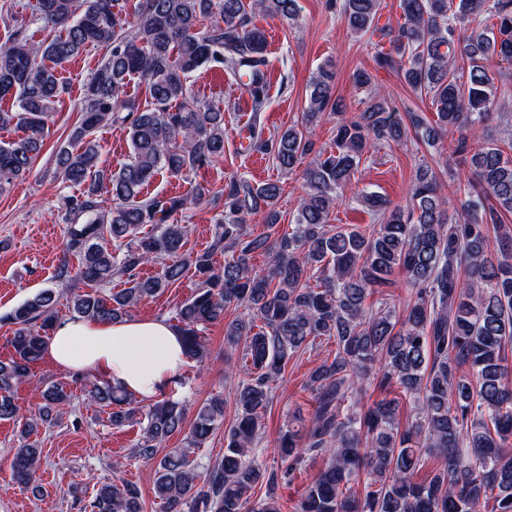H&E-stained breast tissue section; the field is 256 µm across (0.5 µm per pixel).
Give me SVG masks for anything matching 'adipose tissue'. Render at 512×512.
I'll return each mask as SVG.
<instances>
[{
  "instance_id": "obj_1",
  "label": "adipose tissue",
  "mask_w": 512,
  "mask_h": 512,
  "mask_svg": "<svg viewBox=\"0 0 512 512\" xmlns=\"http://www.w3.org/2000/svg\"><path fill=\"white\" fill-rule=\"evenodd\" d=\"M57 367L95 375L140 399H153L187 362L181 332L161 320L100 322L75 318L57 325L46 345Z\"/></svg>"
}]
</instances>
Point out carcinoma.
Here are the masks:
<instances>
[{
    "label": "carcinoma",
    "mask_w": 512,
    "mask_h": 512,
    "mask_svg": "<svg viewBox=\"0 0 512 512\" xmlns=\"http://www.w3.org/2000/svg\"><path fill=\"white\" fill-rule=\"evenodd\" d=\"M401 22L383 33L390 51L381 64L394 67L414 92L430 97L435 120L417 112L408 120L372 89L371 75L356 73L368 90L365 107L347 115L335 97L333 74L320 67L311 81L302 123L264 136L257 123L269 104L265 33L252 25L261 13L282 21L298 14L297 0H142L130 17L120 0H37L38 20L60 34L31 43L24 30L0 47V126L23 136L0 141V190L26 177L48 133L49 112L64 84L57 66L88 43H105L108 57L85 84L82 118L57 155L65 182L82 186L69 197L64 260L55 281H78L71 311L80 318L112 322L140 300L155 297L191 267L201 278L178 309L176 327L187 355L202 358L203 332L229 308L247 314L224 331L228 373L245 378L235 392L236 414L224 427V458L195 472L190 455L203 447L224 420V401L196 409L186 446L155 463L154 493L162 512H282L279 479L308 455L326 457L293 512H512V156L496 144L471 149L469 137L489 118L496 98L488 62L512 60V0H400ZM379 0H342L340 12L356 34L378 31ZM467 67L457 65V60ZM211 63L237 77L251 97L248 148L272 157L291 172L300 164L304 194L291 231L272 232L279 220V180L253 183L232 176L224 183V209L215 224L212 249L183 252L188 226L173 221L187 209L185 197H146L159 174L186 176L224 156V109L193 97L189 74ZM135 77L144 80L149 102L127 97ZM336 118L328 149L314 150L310 129ZM117 123L127 132L132 161L114 171L101 165L95 130ZM450 130L462 132L453 153L465 157L473 177L457 183V218L435 171L417 167L409 200L394 205L363 189L359 198L377 223L341 227L330 223L336 202L355 180L365 150L400 145L415 132L429 146ZM112 198L103 209L102 196ZM262 215L257 229L249 218ZM496 231L495 247L489 232ZM231 254L224 268L212 251ZM256 255L269 265L256 269ZM159 265L153 276L141 270ZM403 276L411 292L396 308L391 288ZM114 278L127 287L103 297L98 286ZM378 299L371 300V297ZM55 293L43 288L0 316L14 326V355L0 362V420L21 424L27 443L12 460L14 479L39 490L41 448L31 439L53 424L70 401L64 386L42 394L37 412L24 417L14 388L26 381L43 355L55 326ZM336 344L305 383L309 416L292 415L278 448L288 461L283 475L261 461V421L288 363L317 339ZM381 399L362 404L363 384ZM87 399L108 414L114 427L141 425L137 454L155 459L157 449L183 428L188 407L163 395L144 409L106 382ZM407 401L411 421L401 425ZM437 465L418 478L429 459ZM264 496L253 498L257 485ZM91 512H140V490L128 482L101 485Z\"/></svg>",
    "instance_id": "carcinoma-1"
}]
</instances>
